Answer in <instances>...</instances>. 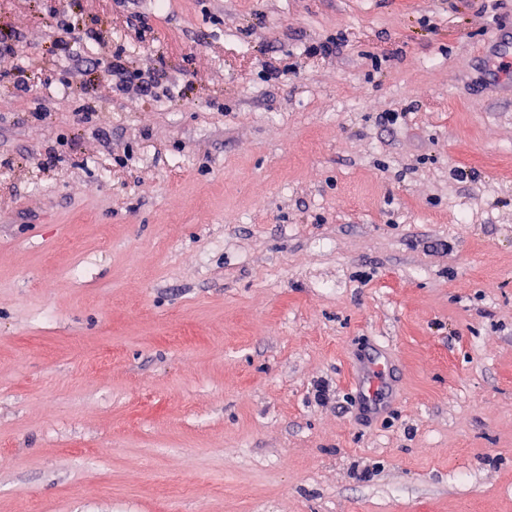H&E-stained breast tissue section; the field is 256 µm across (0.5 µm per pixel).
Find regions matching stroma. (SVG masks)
I'll list each match as a JSON object with an SVG mask.
<instances>
[{
	"mask_svg": "<svg viewBox=\"0 0 512 512\" xmlns=\"http://www.w3.org/2000/svg\"><path fill=\"white\" fill-rule=\"evenodd\" d=\"M1 34L0 512H512V0H0ZM387 369L389 370V360L384 359L373 364L369 370L359 378V387L362 395L369 402L374 403L377 399V393L380 385L386 378Z\"/></svg>",
	"mask_w": 512,
	"mask_h": 512,
	"instance_id": "35a3bbf8",
	"label": "stroma"
}]
</instances>
